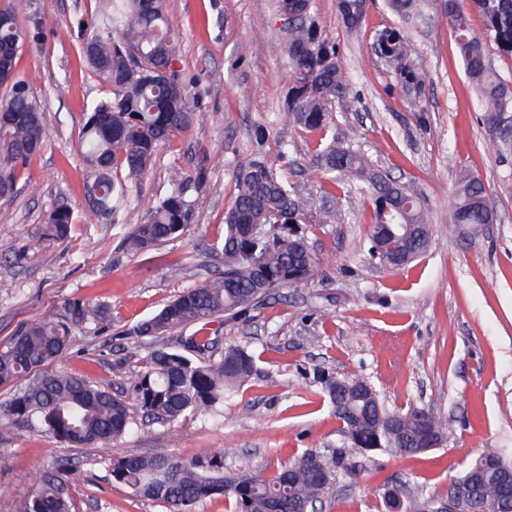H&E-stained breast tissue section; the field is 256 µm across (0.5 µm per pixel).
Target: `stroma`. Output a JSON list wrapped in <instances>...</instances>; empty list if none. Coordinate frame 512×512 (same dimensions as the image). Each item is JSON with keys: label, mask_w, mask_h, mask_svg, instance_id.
I'll return each mask as SVG.
<instances>
[{"label": "stroma", "mask_w": 512, "mask_h": 512, "mask_svg": "<svg viewBox=\"0 0 512 512\" xmlns=\"http://www.w3.org/2000/svg\"><path fill=\"white\" fill-rule=\"evenodd\" d=\"M24 2L19 24L27 36L16 75L45 106L47 143L19 166L20 193L0 199V349L22 323L55 317L69 299L107 303L108 327L74 328L60 366L118 392L140 366L127 351L145 355L155 346L128 328L223 272L215 246L224 239L239 158L254 152L281 176L308 180L320 135L284 126L289 68L275 0H167L181 40L176 68L191 79L197 101L191 128L160 148L122 223L78 221L67 241L44 239L55 204L78 218L86 208L76 144L87 105L112 91L88 66L83 42L99 30L108 0ZM313 12L350 74L346 96L328 107L337 132L418 193L434 226L430 245L401 268L369 261V199L311 183L302 220L318 259L312 282L280 289L246 316L217 325L221 346L254 352L261 375L227 398L220 415L189 419L175 435L141 426L112 454L191 457L223 449L271 473L305 450L340 444V424L311 382L314 369L357 374L376 385L387 407L428 406L448 420L447 442L430 453L353 456L354 477L315 505V512H381L384 490L394 487L414 483L446 497L451 478L483 449L512 461V112L497 126L487 123L440 0H417L407 19L387 0H368L355 31L343 25L336 0H315ZM385 27L405 32L413 63L426 74L423 111L408 107L394 71L372 53L374 33ZM260 126L269 134L259 147L253 132ZM202 148L213 173L191 195L195 224L150 252L123 251L126 224L175 175L189 172ZM468 174L483 181L493 223H454L451 201ZM61 457L81 462L67 486L74 512H166L113 483L108 463L92 450L1 425L0 512H12Z\"/></svg>", "instance_id": "1"}]
</instances>
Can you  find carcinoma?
<instances>
[{"mask_svg":"<svg viewBox=\"0 0 512 512\" xmlns=\"http://www.w3.org/2000/svg\"><path fill=\"white\" fill-rule=\"evenodd\" d=\"M366 2L338 0L347 29L360 27ZM461 2L443 0L442 9L465 74L479 95L487 123L493 125L512 106V86L493 71L487 48L493 44L512 56V0H470L484 20L479 35L472 32ZM298 5L304 13L283 38L290 69L284 104L288 125L321 133L316 170L323 180L369 197V259L383 264L389 261V247L398 246L405 266L431 241L424 206L408 185L390 178L353 145L327 134L332 123L327 106L346 92L349 75L336 45L323 35L313 0H298ZM21 10L20 0L0 9V84L8 86L0 102V199L20 192L16 167L39 153L47 137L41 103L15 76L25 37L18 24ZM100 26L101 33L86 39L83 53L92 71L110 84L112 96L90 104L79 138L87 177V224L116 218L126 207L129 186L115 181L113 170L121 168L128 180H139L155 163L160 147L195 119L189 84L170 68L179 58L181 43L169 24L166 0H110ZM373 46L376 56L396 72L407 104L421 111L426 77L410 61L405 34L393 27L380 29ZM211 162L207 151L200 150L192 171L174 178L169 193L149 207L147 217L129 225L121 240L124 251L145 253L192 226L196 216L188 192L209 183ZM306 191L307 185L288 182L256 155L241 158L233 200L224 213V273L182 292L127 335L162 339L189 325L199 329L180 338L179 348L160 345L143 358L128 400L78 374L47 369L72 346V328L88 321L101 325L109 316L105 304L91 307L71 299L62 317L24 325L0 351V385L19 386L0 404V417L70 447L94 449L109 463L113 482L163 504L168 512H192L201 500L220 497L228 503V512L311 509L335 481L355 475L349 463L355 454L379 451L411 457L443 445L448 423L433 409L389 410L367 378L320 372L316 382L341 421L344 436L328 454L311 449L270 475L247 458L227 465L221 450L190 458L112 457V445L135 431L138 417L173 430L189 418L217 412L236 387L260 374L257 357L247 348L217 351L208 325L223 315L242 316L271 292L305 285L314 277L317 258L299 225ZM493 222L481 180H464L454 200V223ZM73 224L71 210L58 204L43 236L65 241ZM509 468L512 463L506 460L499 466L476 455L451 484L468 486L482 503L481 512H512V503L502 494ZM73 474L70 460L57 461L16 503L14 512H71L65 485ZM383 501L386 512H431L432 497L421 492L388 491Z\"/></svg>","mask_w":512,"mask_h":512,"instance_id":"1","label":"carcinoma"}]
</instances>
